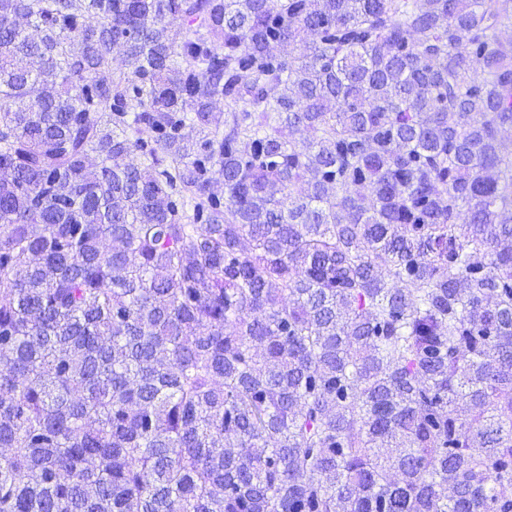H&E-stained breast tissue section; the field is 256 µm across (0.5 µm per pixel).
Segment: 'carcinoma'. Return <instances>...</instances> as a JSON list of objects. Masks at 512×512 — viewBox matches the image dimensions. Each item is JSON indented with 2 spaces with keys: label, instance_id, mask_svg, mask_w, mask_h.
<instances>
[{
  "label": "carcinoma",
  "instance_id": "carcinoma-1",
  "mask_svg": "<svg viewBox=\"0 0 512 512\" xmlns=\"http://www.w3.org/2000/svg\"><path fill=\"white\" fill-rule=\"evenodd\" d=\"M510 26L0 0V512H512Z\"/></svg>",
  "mask_w": 512,
  "mask_h": 512
}]
</instances>
